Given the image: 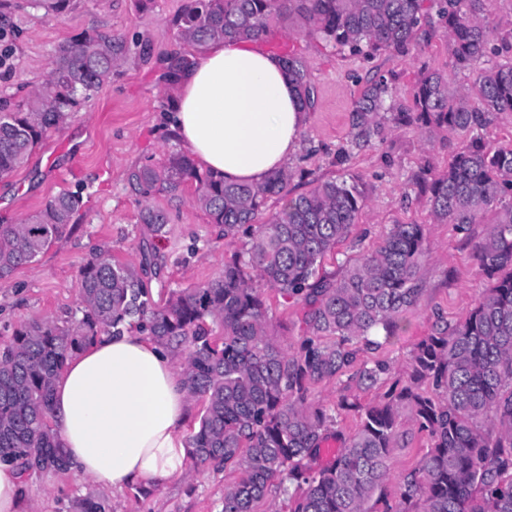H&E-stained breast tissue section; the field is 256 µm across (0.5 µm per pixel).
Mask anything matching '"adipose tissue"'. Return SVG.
Here are the masks:
<instances>
[{"label": "adipose tissue", "instance_id": "1", "mask_svg": "<svg viewBox=\"0 0 512 512\" xmlns=\"http://www.w3.org/2000/svg\"><path fill=\"white\" fill-rule=\"evenodd\" d=\"M169 122L196 162L228 182L259 185L287 167L305 127L281 60L252 42L202 48L182 73ZM189 394L170 352L147 336L103 333L68 361L53 422L70 473L98 486L159 487L183 473Z\"/></svg>", "mask_w": 512, "mask_h": 512}]
</instances>
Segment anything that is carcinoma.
Segmentation results:
<instances>
[{
    "mask_svg": "<svg viewBox=\"0 0 512 512\" xmlns=\"http://www.w3.org/2000/svg\"><path fill=\"white\" fill-rule=\"evenodd\" d=\"M296 16L340 51L370 59L404 54L441 34L451 67L466 72L474 97L453 88L448 74L426 70L413 92V108L400 107L392 80L369 81L354 102L350 144L383 139L387 121L420 123L472 134L501 112H512V28L489 24V0H188L174 19L181 38L197 48L216 39L266 37L274 18ZM118 36L62 43L47 82L15 105L0 101V176L23 166L34 148L97 92L124 61ZM305 111L315 87L305 60L282 56ZM293 174L271 173L260 186L228 183L201 172L192 155L177 151L159 167L128 174L132 191L148 199L178 197L195 186L194 202L224 236L251 239L248 257L234 258L211 282L182 288L155 304L139 272L102 255L80 270L81 318L70 325L31 321L13 331L0 350V459L45 456L44 471L67 462L53 428L51 399L67 358L102 332L132 324L168 348L190 345L184 380L204 401L199 426L188 438L195 464L231 467L240 479L224 490L222 512H255L278 492L289 512H366L365 503L393 475L391 448L399 406L411 408L431 446L400 480L396 512H512V145L472 138L448 171L429 185L439 222L466 228L495 212L489 234L475 244L480 273L490 283L461 324L427 337L412 355L409 385L388 401L361 409V426L319 469L314 461L336 417L307 405L310 385L339 378L357 361L355 344L374 333L391 335L397 319L418 307L417 265L424 253L420 224H393L380 245L338 279L318 276L323 257L346 240L364 196L344 179L318 182L290 195ZM284 200L263 223L270 198ZM81 205L68 192L51 197L31 219L0 224V278L31 264L58 240ZM140 223L159 238L168 224L161 209L144 206ZM286 298L309 306V336L286 350L267 334V308L253 277ZM387 370L376 361L358 369L373 384Z\"/></svg>",
    "mask_w": 512,
    "mask_h": 512,
    "instance_id": "cac0c4a2",
    "label": "carcinoma"
}]
</instances>
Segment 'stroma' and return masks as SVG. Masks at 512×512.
<instances>
[{"label":"stroma","instance_id":"obj_1","mask_svg":"<svg viewBox=\"0 0 512 512\" xmlns=\"http://www.w3.org/2000/svg\"><path fill=\"white\" fill-rule=\"evenodd\" d=\"M185 0H153L141 9L137 0H70L64 12L47 10L40 0H5L0 27L10 33L0 52L10 51L8 67L0 68V98L18 101L48 78L59 44L95 34L125 39L130 52L105 83L78 112L53 130L32 152L28 162L0 177V224H17L34 215L52 196L66 191L78 195L82 207L67 233L31 265L0 279V346L9 343L13 329L32 320H74L79 315V270L103 253L141 268L154 298L170 291L205 284L222 270L225 261L245 255L248 237H227L210 224L193 201L194 188L180 197L163 194L136 196L128 173L143 165H161L184 147L165 124L176 87L163 76L170 58L189 53L172 20ZM273 43L299 53L316 89V105L307 115L299 149L288 164L292 194L311 190L316 181L343 177L355 182L365 206L350 239L337 253L325 257L321 274L337 277L346 257L374 250L390 225L420 224L425 228V252L417 276L422 284L420 304L398 320L392 336L378 334V346L365 350L364 360H380L388 370L367 388L345 375L311 388L313 405L338 410L335 445H342L360 425L359 407L373 404L390 390L410 382L416 345L445 324L465 321L483 296L486 283L474 257L473 245L489 225L467 229L435 220L429 197L417 182L444 174L455 155L469 144L468 136L442 128L428 131L411 123L388 124L382 144L342 159L349 141L355 99L373 75L393 77L398 98L412 107V88L422 70L451 72L453 86L468 79L452 73L448 40L440 36L404 55L382 53L363 60L339 52L308 34L299 19L270 23ZM148 55H141V48ZM165 209L169 222L156 243V266L143 262L144 205ZM268 310V333L286 349L297 348L307 334L303 301L286 299L270 288L262 290ZM397 443L392 450L398 475L414 469L431 440L421 432L409 408L396 415ZM235 470L206 463L186 464L182 475L159 488L132 487L112 491L69 472H29L25 475V512H78L79 500L107 501L109 512H221L224 489L238 481Z\"/></svg>","mask_w":512,"mask_h":512}]
</instances>
